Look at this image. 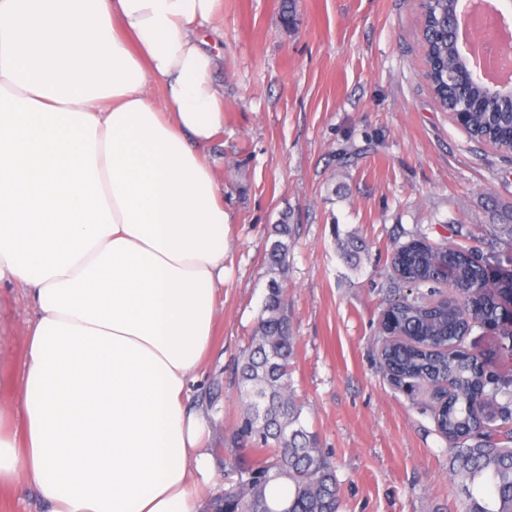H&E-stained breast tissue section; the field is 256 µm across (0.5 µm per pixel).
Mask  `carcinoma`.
Segmentation results:
<instances>
[{
  "instance_id": "carcinoma-1",
  "label": "carcinoma",
  "mask_w": 512,
  "mask_h": 512,
  "mask_svg": "<svg viewBox=\"0 0 512 512\" xmlns=\"http://www.w3.org/2000/svg\"><path fill=\"white\" fill-rule=\"evenodd\" d=\"M422 42L433 61L425 79L435 101L446 112L482 106L467 113L470 139L494 142L512 156V98L491 99L479 83L462 85L464 66L454 40V0H425ZM276 236L265 262L273 271L257 327L238 367L240 421L227 438L224 469L232 479L208 499L206 512H340L335 466L319 448L317 437L301 420L302 406L291 391L295 336L288 318V256L293 230L288 214L273 227ZM501 266L496 256L448 242L435 244L421 232L395 246L390 288H415L385 311L379 336L380 363L396 387L429 390L430 408L439 433L449 441V474L470 500L469 512H512V407L500 405L495 428L481 429L472 406L502 394L512 398V381L486 388L488 366L457 349L462 335L475 327L502 322L501 300L512 296V272L490 277L486 265ZM452 270L461 293L437 304L418 291L444 283L441 269ZM493 483L492 504L474 498L471 486L480 478Z\"/></svg>"
}]
</instances>
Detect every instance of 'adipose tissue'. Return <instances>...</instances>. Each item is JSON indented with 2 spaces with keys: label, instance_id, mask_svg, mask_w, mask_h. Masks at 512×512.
Returning <instances> with one entry per match:
<instances>
[{
  "label": "adipose tissue",
  "instance_id": "obj_1",
  "mask_svg": "<svg viewBox=\"0 0 512 512\" xmlns=\"http://www.w3.org/2000/svg\"><path fill=\"white\" fill-rule=\"evenodd\" d=\"M219 0H0V283L30 289L0 489L49 512H202L188 405L227 219ZM31 208H22V201ZM47 505L23 481L0 491V512H46Z\"/></svg>",
  "mask_w": 512,
  "mask_h": 512
}]
</instances>
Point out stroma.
I'll use <instances>...</instances> for the list:
<instances>
[{
	"instance_id": "obj_1",
	"label": "stroma",
	"mask_w": 512,
	"mask_h": 512,
	"mask_svg": "<svg viewBox=\"0 0 512 512\" xmlns=\"http://www.w3.org/2000/svg\"><path fill=\"white\" fill-rule=\"evenodd\" d=\"M422 0H221L208 35L224 88L215 154L228 218L215 336L191 404L208 412L212 477L224 485L225 432L238 421L236 364L253 334L271 273V231L289 214L288 315L296 336L291 383L301 420L334 463L341 512H466L449 476L448 443L424 395L394 386L377 356L378 322L394 294L396 243L424 230L512 256V157L471 141L424 79ZM359 149L351 165L336 155ZM364 247L348 262L338 244ZM0 407L5 373L23 355L36 309L0 285Z\"/></svg>"
}]
</instances>
